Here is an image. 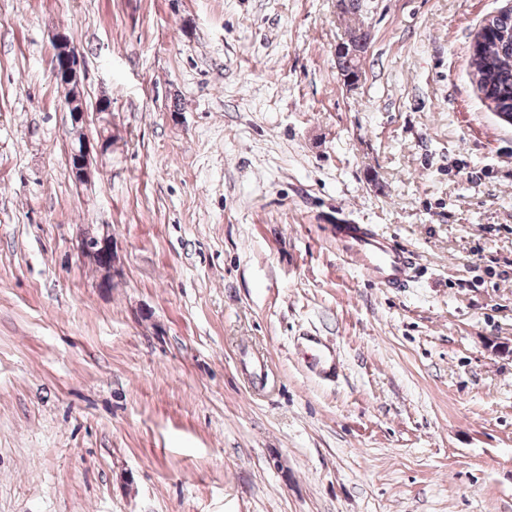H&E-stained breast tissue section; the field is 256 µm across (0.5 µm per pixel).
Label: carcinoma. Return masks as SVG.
I'll list each match as a JSON object with an SVG mask.
<instances>
[{
	"instance_id": "cac0c4a2",
	"label": "carcinoma",
	"mask_w": 512,
	"mask_h": 512,
	"mask_svg": "<svg viewBox=\"0 0 512 512\" xmlns=\"http://www.w3.org/2000/svg\"><path fill=\"white\" fill-rule=\"evenodd\" d=\"M368 48V34L356 38L347 51L336 52V67L343 72L360 69ZM477 62L474 75L478 89L495 112L512 113V13L487 19L471 46Z\"/></svg>"
}]
</instances>
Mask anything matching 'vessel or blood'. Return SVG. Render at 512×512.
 <instances>
[{
  "mask_svg": "<svg viewBox=\"0 0 512 512\" xmlns=\"http://www.w3.org/2000/svg\"><path fill=\"white\" fill-rule=\"evenodd\" d=\"M326 237L352 265L368 275L385 291L398 293L406 288L418 269V256L398 239L379 233L371 224H352L345 220L323 227ZM311 368L325 376L336 373L332 352L322 348L317 337L307 339Z\"/></svg>",
  "mask_w": 512,
  "mask_h": 512,
  "instance_id": "b4317fda",
  "label": "vessel or blood"
}]
</instances>
